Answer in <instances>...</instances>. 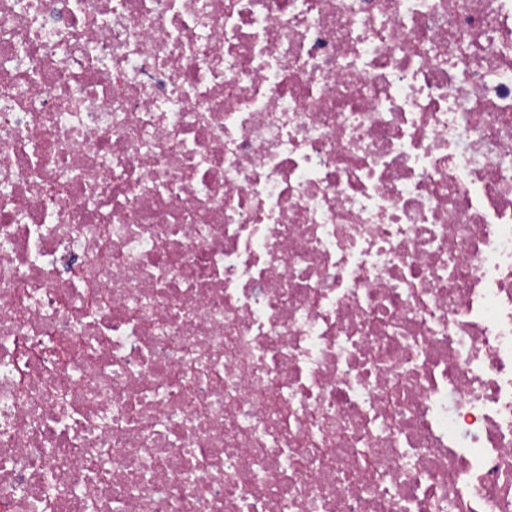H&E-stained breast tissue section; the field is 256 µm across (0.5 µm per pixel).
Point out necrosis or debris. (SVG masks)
Listing matches in <instances>:
<instances>
[{
    "label": "necrosis or debris",
    "mask_w": 512,
    "mask_h": 512,
    "mask_svg": "<svg viewBox=\"0 0 512 512\" xmlns=\"http://www.w3.org/2000/svg\"><path fill=\"white\" fill-rule=\"evenodd\" d=\"M0 512H512V0H0Z\"/></svg>",
    "instance_id": "1"
}]
</instances>
